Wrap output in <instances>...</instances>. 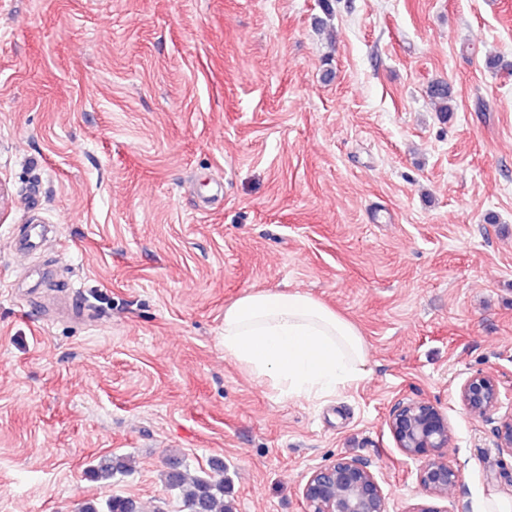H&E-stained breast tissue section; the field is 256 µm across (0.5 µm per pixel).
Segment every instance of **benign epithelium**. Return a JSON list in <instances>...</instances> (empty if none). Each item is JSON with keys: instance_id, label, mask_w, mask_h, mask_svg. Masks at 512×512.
Returning a JSON list of instances; mask_svg holds the SVG:
<instances>
[{"instance_id": "benign-epithelium-1", "label": "benign epithelium", "mask_w": 512, "mask_h": 512, "mask_svg": "<svg viewBox=\"0 0 512 512\" xmlns=\"http://www.w3.org/2000/svg\"><path fill=\"white\" fill-rule=\"evenodd\" d=\"M459 398L468 413L483 419L491 418L502 404L499 382L489 373L468 377ZM387 423L399 450L419 462L417 479L427 500L409 512H443L435 501L448 498L462 481L461 472L441 452L451 438L447 414L430 401L412 398L395 403ZM496 433L497 449L512 453V413L499 420ZM302 498L305 512H387L377 475L362 458L341 456L313 469Z\"/></svg>"}]
</instances>
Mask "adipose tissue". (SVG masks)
I'll list each match as a JSON object with an SVG mask.
<instances>
[{"mask_svg": "<svg viewBox=\"0 0 512 512\" xmlns=\"http://www.w3.org/2000/svg\"><path fill=\"white\" fill-rule=\"evenodd\" d=\"M224 355L289 398H316L361 379L357 328L305 293L258 291L224 309Z\"/></svg>", "mask_w": 512, "mask_h": 512, "instance_id": "1", "label": "adipose tissue"}]
</instances>
